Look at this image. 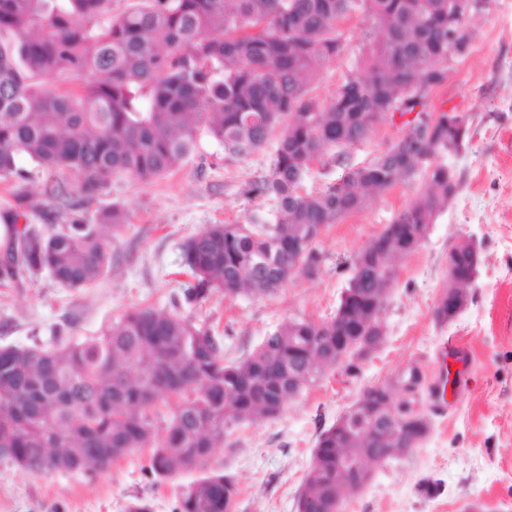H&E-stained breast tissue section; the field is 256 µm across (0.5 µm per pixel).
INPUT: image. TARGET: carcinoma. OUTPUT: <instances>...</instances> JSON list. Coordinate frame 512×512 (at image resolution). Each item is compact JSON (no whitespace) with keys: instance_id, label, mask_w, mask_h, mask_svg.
<instances>
[{"instance_id":"1","label":"carcinoma","mask_w":512,"mask_h":512,"mask_svg":"<svg viewBox=\"0 0 512 512\" xmlns=\"http://www.w3.org/2000/svg\"><path fill=\"white\" fill-rule=\"evenodd\" d=\"M0 0V180L13 203L0 210V257L15 260L1 286L48 273L81 290L112 268V235L129 223L116 205L99 220L82 216L113 178L148 183L193 153L200 128L241 162L279 133L268 173L247 194L272 202L248 222L213 224L182 244L189 303L216 293L265 296L316 274L325 230L365 209L370 198L421 163L419 195L373 242L394 247L412 224H430L453 193L448 162L467 132L436 115L432 132L395 141L354 169L344 148L365 142L382 113L412 112L414 92L445 79L448 0ZM360 11L381 37L362 71L328 103L308 96L321 66L340 52L339 22ZM28 158L57 176L39 194L60 224H34ZM335 163L342 182L301 191L310 167ZM69 174L74 183L58 177ZM395 268L347 288L388 299ZM331 327L303 317L283 321L241 361L203 325L153 308L124 312L99 335L56 347L0 348V448L34 474L108 468L139 448L150 470L203 475L181 489L178 512H232L239 489L209 470L215 448L236 427L279 416L289 398L336 368L318 354ZM391 405L408 423L426 422L423 374ZM336 428L318 436L319 466L301 494L336 498Z\"/></svg>"}]
</instances>
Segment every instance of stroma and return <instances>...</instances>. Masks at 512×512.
<instances>
[{
  "mask_svg": "<svg viewBox=\"0 0 512 512\" xmlns=\"http://www.w3.org/2000/svg\"><path fill=\"white\" fill-rule=\"evenodd\" d=\"M343 47L313 82L310 94L331 101L346 76L361 67L380 37L374 22L356 12L340 24ZM426 112L466 115L469 140L448 162L458 182L453 201L430 224L420 247L396 263L395 284L382 312L385 344L359 377L336 369L304 389L273 419L243 424L215 449L212 470L231 475L239 494L234 512H296L319 433L333 425L371 385L393 379L408 364L431 374L444 345L463 346L471 369L449 375L446 401L427 399L430 432L406 459L373 466L369 483L342 512H512V0H493L474 29L469 52L448 66L443 83L425 98ZM273 146L243 162H228L224 148L200 130L195 152L150 183L116 179L92 210L125 206L130 214L113 242L112 271L75 291L48 275L21 286H0V347L58 346L96 334L140 306L175 312L224 338V357L249 355L285 318L316 321L334 315L356 254L391 224L421 188V174L397 183L369 206L329 227L319 249L318 273L266 297L217 294L187 303L190 276L182 244L211 224L246 222L268 208L247 195L267 174ZM473 241L478 277L466 308L440 324L433 308L448 285V251ZM140 450L104 470L35 475L0 459V512H128L143 502L149 512H176L180 486L196 471L158 477ZM436 486L423 493L420 481Z\"/></svg>",
  "mask_w": 512,
  "mask_h": 512,
  "instance_id": "1",
  "label": "stroma"
}]
</instances>
